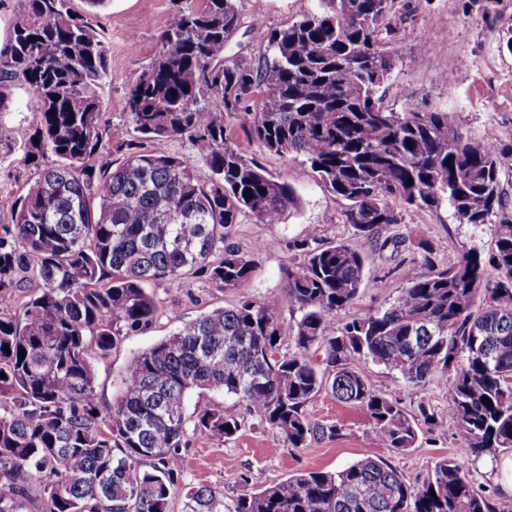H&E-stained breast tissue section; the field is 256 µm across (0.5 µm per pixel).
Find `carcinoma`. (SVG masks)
I'll return each mask as SVG.
<instances>
[{
	"label": "carcinoma",
	"mask_w": 512,
	"mask_h": 512,
	"mask_svg": "<svg viewBox=\"0 0 512 512\" xmlns=\"http://www.w3.org/2000/svg\"><path fill=\"white\" fill-rule=\"evenodd\" d=\"M0 49V115L16 83L38 99L23 162L34 175L0 198V512H171L183 483L189 435L222 441L241 427L224 406L188 397L220 393L245 406L292 448L318 434L309 401L330 386L372 421L368 440L401 453L442 420L425 405L410 414L353 364L398 373L418 393L451 377L448 419L463 451H512V203L502 186L506 151L463 131L457 113L383 104L394 59L378 38L394 0H318L316 11L260 34L262 55L225 56L241 26L239 0L179 5L160 47L127 92L136 139L113 140L101 90L109 48L92 16L108 0H17ZM251 116L250 136L279 156L303 157L346 201L360 243L296 245L280 300L245 299L179 324L134 354L121 392L102 411L91 352L105 356L121 336L143 331L162 307L147 285L203 274L232 289L255 269V254L224 244L243 216L278 224L294 192L245 152L225 116ZM179 138L208 174L144 141ZM119 153L122 160L108 157ZM252 189L251 197L244 196ZM399 200L445 209L460 224L495 225L487 254L471 247L408 279L388 307L338 320L365 279L367 253L401 221ZM300 313L293 329L281 310ZM289 337L295 351L281 353ZM324 350L326 369L311 349ZM251 489L227 497L186 492L187 512H503L451 458L411 482L365 453L336 471L278 482L242 477Z\"/></svg>",
	"instance_id": "1"
}]
</instances>
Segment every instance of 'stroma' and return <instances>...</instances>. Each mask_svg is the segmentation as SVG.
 Masks as SVG:
<instances>
[{
  "instance_id": "1",
  "label": "stroma",
  "mask_w": 512,
  "mask_h": 512,
  "mask_svg": "<svg viewBox=\"0 0 512 512\" xmlns=\"http://www.w3.org/2000/svg\"><path fill=\"white\" fill-rule=\"evenodd\" d=\"M314 6L315 0H240L244 22L259 18L269 28L287 25ZM174 7L173 0H109L95 16L109 44L110 71L102 96L104 118L114 138L135 136L125 117L126 91L158 50L159 36ZM388 22L379 33L395 59L383 87L385 106L399 112L410 102L424 109L451 110L459 115L471 137L512 145V52L506 48L507 39L512 37V0H496L489 15L471 0H395ZM420 43L428 45V52L417 51ZM36 107V96L22 84L14 90L9 112L0 116V196L16 192L33 174L22 157ZM226 122L250 155L295 190L298 204L285 211L280 223L262 224L247 217L231 227L227 244L254 253L256 260L253 274L240 287L218 288L200 274L150 285V292L164 308L186 320L245 297L258 301L279 297L288 266L299 260L294 242L314 238L321 243H358L354 228L344 222L345 201L325 188L308 165L297 158L269 153L248 139V116L235 114ZM400 214L401 223L382 232L383 237L398 241V248L370 252L365 283L354 302L340 312V320L387 307L409 276L425 271V256L414 244L415 235H423L430 242L433 260L444 268L456 262L463 250L473 246L487 250L494 243L495 227L491 224L478 228L459 224L444 210L408 207ZM260 242L266 248L259 252L255 246ZM176 327V322L159 317L151 329L123 336L108 355L93 356L101 407L112 406L118 397L122 373L133 354ZM357 367L378 391L400 399L406 410H416L424 401L441 420L433 431L420 434L415 448L402 454L380 448L377 456L411 481L424 476L437 458H458L483 494L495 500L504 497L501 460L460 455L462 439L447 420V381L431 382L417 395L404 387L397 373L362 361ZM210 400L223 405L225 411L242 415V426L222 442L192 438L182 451L184 481L192 487L208 486L227 493L242 489L243 476L253 472L279 481L302 471L349 465L365 451L372 425L363 409L337 401L326 390L306 408L320 434L307 447L292 448L258 418L246 414L235 400L219 394L211 395Z\"/></svg>"
}]
</instances>
